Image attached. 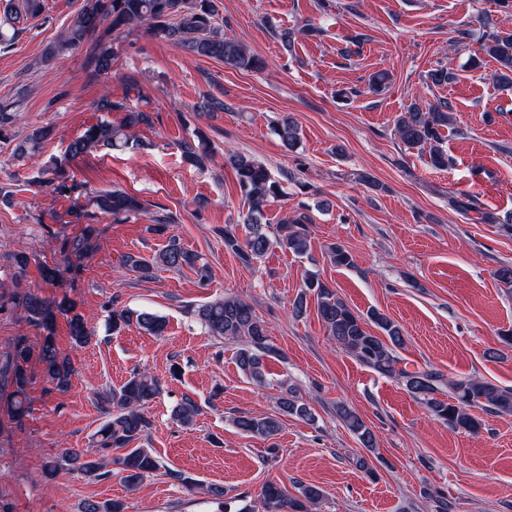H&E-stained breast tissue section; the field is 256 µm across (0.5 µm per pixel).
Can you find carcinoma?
I'll return each instance as SVG.
<instances>
[{"label": "carcinoma", "instance_id": "1", "mask_svg": "<svg viewBox=\"0 0 512 512\" xmlns=\"http://www.w3.org/2000/svg\"><path fill=\"white\" fill-rule=\"evenodd\" d=\"M44 9V0H14L5 18V26H0V51L9 50L25 29L27 21L41 16ZM104 24L114 32L142 27L147 33L159 36L193 56L221 60L224 66L231 69L254 70L262 65L259 57L226 35L224 25L218 22L216 0H83L81 9L69 25L54 42L45 47L42 63L52 65L66 54L80 49ZM481 28L480 50L497 64L493 79L502 87H512V33L498 30L490 15L482 19ZM115 56L113 45L99 39L90 48L85 67L93 75H108L112 72ZM94 106L98 112L123 110L126 116L119 127L103 120L86 128L67 145L66 155L71 160L102 146L124 147L135 138L136 129L150 121L148 113L124 101H114L108 94L102 95ZM20 108L21 103L15 100L0 103V142L13 140L11 131ZM450 122L448 104L440 102L422 106L412 103L397 116L395 133L410 148H429L430 164L440 169L448 166V155L440 144L442 129L448 127ZM274 131L285 148L296 146L298 131L292 120L282 119ZM51 134L49 127L33 129L26 136L24 144L16 149L15 157L19 160L24 158L29 150ZM181 149L184 160L195 167L204 166L210 158L209 140L202 134L183 141ZM227 162L236 172L249 210L245 218L247 237L241 241L233 230L226 228L224 247L246 267L252 266L274 246L294 254H305L310 246L308 226L305 224L307 216L283 220L278 225L277 236L273 238L266 231L267 224L262 222L266 203L282 193L280 183L273 180L263 164L242 154H229ZM46 174V183L55 186L60 193H80L83 190V185L70 178L66 170L58 165L46 171ZM143 209L144 205L138 197L122 190H112L88 198L87 208L80 215L90 219L98 210L118 219ZM94 248L89 235L62 239L60 254L65 267L45 266L42 269L43 278L53 282L63 271L80 268L81 261L89 258ZM329 253L334 264L340 267L353 265L352 255L344 246L336 243L329 247ZM200 261L199 254L183 247L176 237L171 236L153 258L146 260L130 254L125 256L124 264L142 279L153 278L160 269L180 271L184 268L193 269L204 277L206 267ZM14 264L17 272L11 302L24 310L28 323L43 331L39 362L48 381L54 384V389L64 391L70 385L74 368L69 357L56 345L57 319L60 315L66 318L71 343L76 348L91 342L93 332L88 326V319L77 312L75 304L68 300L51 302L22 287L27 256L17 255ZM310 294L316 297L318 318L340 349L364 366L402 382L413 397L448 427L468 433L479 432L481 422L470 413L472 407L512 416L511 388H502L492 381L477 377L447 380L435 371H410L399 367L400 358L396 351L404 344L401 327L377 310L365 315L355 312L336 294L335 288L318 277H310L305 289L295 298V314H302ZM197 316L209 335L240 343L236 362L246 378L260 386L267 382L263 359L278 357L280 352L269 342L264 324L249 303L226 296L200 307ZM110 325L114 333L134 325L152 336L164 335L167 328L166 319L162 316L147 310L119 309L115 304L112 305ZM375 328L379 333L373 332ZM30 357L31 348L27 338L20 336L11 356L0 365V384L13 388L9 411L17 419L26 416L29 411L26 364ZM159 393L158 380L145 372L134 373L120 388L105 393L102 403L107 420L95 433L96 448L93 454L87 456L75 450L66 451L47 463L49 471L77 470L90 478L101 480L112 476L109 465L113 463L123 473L122 480L126 487L130 490L136 488L148 474L162 467L161 460L153 450L142 446V441L152 429V420L145 408ZM445 393L448 394L446 400L441 398ZM278 406L280 415L315 420L309 405L291 389L282 392ZM201 412L197 402L185 397L175 406L173 418L184 426H190ZM336 415L358 438L362 447L374 451L376 438L355 410L339 403L336 405ZM233 424L241 433L265 440L276 438L281 429L279 415L257 417L243 414L234 417ZM114 450L121 451V454L112 456ZM170 475L186 488L204 495L216 505L217 512H224L223 486L206 483L179 471H172ZM321 498L322 491L317 486L302 485L298 487V494L291 495L285 488L270 481L261 489L257 508L246 505L239 512H314ZM81 512H125V504L118 499L103 502L87 500L82 504Z\"/></svg>", "mask_w": 512, "mask_h": 512}]
</instances>
